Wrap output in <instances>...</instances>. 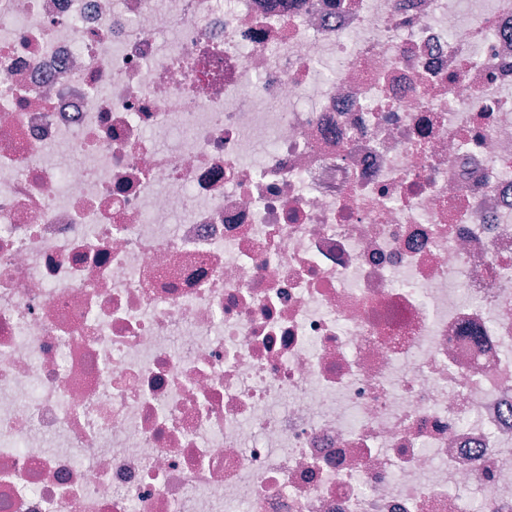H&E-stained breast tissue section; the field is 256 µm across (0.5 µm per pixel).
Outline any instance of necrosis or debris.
<instances>
[{"mask_svg":"<svg viewBox=\"0 0 512 512\" xmlns=\"http://www.w3.org/2000/svg\"><path fill=\"white\" fill-rule=\"evenodd\" d=\"M0 512H512V0H0Z\"/></svg>","mask_w":512,"mask_h":512,"instance_id":"4bbe7bcc","label":"necrosis or debris"}]
</instances>
